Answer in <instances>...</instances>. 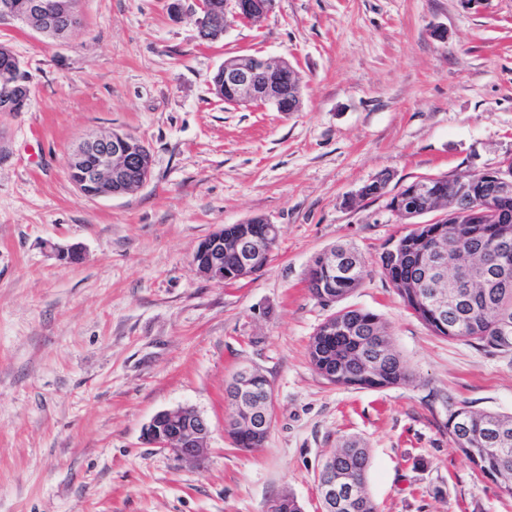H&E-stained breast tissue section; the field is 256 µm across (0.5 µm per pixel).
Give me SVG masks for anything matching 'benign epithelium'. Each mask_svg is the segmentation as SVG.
<instances>
[{"label":"benign epithelium","instance_id":"7a95c632","mask_svg":"<svg viewBox=\"0 0 512 512\" xmlns=\"http://www.w3.org/2000/svg\"><path fill=\"white\" fill-rule=\"evenodd\" d=\"M275 0H225L224 19L220 20L201 10L197 19L200 38L205 42L218 41L228 29L238 25H252L271 12ZM82 25L79 10L73 0H0V29L26 27L38 34L54 39L64 38ZM224 84L237 90L235 105L272 106L278 110L291 105L297 112L302 98L288 83L279 79L285 70L298 75L286 60L273 61L262 55H243L224 60ZM91 154L98 156L97 163L85 171L82 182L75 183L78 190L91 182L98 187L97 196L112 197V182L124 179L139 188L150 178L152 156L143 142L133 149L128 135L112 132L80 143L71 153L68 169L84 166ZM509 162L478 172L493 182L497 196L512 197V171ZM280 230L276 224H252L245 234L235 236L232 248L236 257L233 270H224V228H219L201 242L200 258L193 260L198 272L220 282L248 278L264 269L278 243ZM512 252L502 247L494 261L481 268L464 270V279L481 288H502L512 283ZM230 409L225 430L241 429L250 432L269 430L272 427L274 394L270 388L256 393L252 387L251 369L240 370L226 390ZM211 434L209 420L191 407L178 406L163 410L152 417L143 429V440L154 448L173 453L182 461H198L207 451ZM320 499L331 507H349L353 491L344 486L343 477L336 468L322 469L318 474Z\"/></svg>","mask_w":512,"mask_h":512}]
</instances>
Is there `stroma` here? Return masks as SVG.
<instances>
[{
  "label": "stroma",
  "instance_id": "stroma-1",
  "mask_svg": "<svg viewBox=\"0 0 512 512\" xmlns=\"http://www.w3.org/2000/svg\"><path fill=\"white\" fill-rule=\"evenodd\" d=\"M63 40L0 30L29 77L0 112V512H269L294 495L320 512L317 473L360 438L379 512H512V493L457 450L451 409L512 413V346L451 342L406 311L376 264L405 227L389 197L423 176L512 157V0H277L260 22L198 38V0H80ZM259 53L303 78L298 112L225 104L211 78ZM118 131L144 141L150 180L83 195L68 157ZM388 176L381 197L358 190ZM280 228L269 265L227 285L197 245L225 224ZM76 246L63 265L52 246ZM345 245L368 262L340 305L387 324L412 377L330 384L307 346L332 312L306 286ZM244 366L275 394L263 447L224 431V390ZM212 422L208 452L146 444L160 411Z\"/></svg>",
  "mask_w": 512,
  "mask_h": 512
}]
</instances>
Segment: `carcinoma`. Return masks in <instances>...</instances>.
Returning a JSON list of instances; mask_svg holds the SVG:
<instances>
[{
  "label": "carcinoma",
  "mask_w": 512,
  "mask_h": 512,
  "mask_svg": "<svg viewBox=\"0 0 512 512\" xmlns=\"http://www.w3.org/2000/svg\"><path fill=\"white\" fill-rule=\"evenodd\" d=\"M3 66L14 70L18 90L29 92L21 61L6 47L0 49V68ZM472 191V196L456 201L448 210L450 261L462 254L476 257L482 253L488 256L497 248L500 236H512V222L502 224L490 211L481 217L474 214L476 201L495 199V188L479 180ZM380 270L405 308L415 313L410 292L401 285L404 268L383 264ZM364 271L362 267L353 275L335 276L324 267L322 257L318 256L308 271V288L315 298L320 299L334 286L336 300L339 301L360 287ZM418 320L434 334L450 340H476L488 346L509 345L512 343V290L458 289L457 303L448 310L446 331L426 315L418 317ZM336 325H353L356 332L351 335L336 332V339L330 346L317 332L309 343L310 363L325 380L336 386L384 388L410 378L408 368L389 340L386 323L378 315L362 309L343 308L336 311ZM361 346L383 354L377 372L366 371L360 363L358 348ZM447 429L458 451L482 476L495 481L502 472H512V413L476 412L463 405L448 411ZM268 435L267 431L242 436L237 431L231 433L234 443L245 449L262 447ZM332 455L336 457V467L345 471L356 490L353 506L338 508L336 512H378L376 503L366 490L369 450L363 441L347 439Z\"/></svg>",
  "instance_id": "cac0c4a2"
}]
</instances>
